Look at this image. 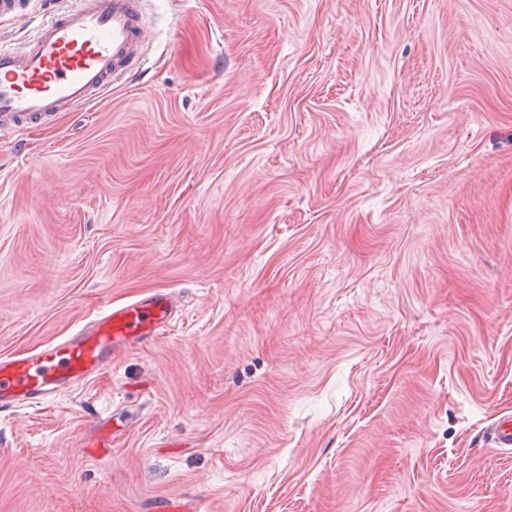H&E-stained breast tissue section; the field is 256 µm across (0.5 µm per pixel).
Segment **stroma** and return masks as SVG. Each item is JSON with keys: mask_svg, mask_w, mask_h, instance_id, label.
I'll return each mask as SVG.
<instances>
[{"mask_svg": "<svg viewBox=\"0 0 512 512\" xmlns=\"http://www.w3.org/2000/svg\"><path fill=\"white\" fill-rule=\"evenodd\" d=\"M25 2L0 39L69 0ZM147 41L0 138V355L180 311L0 410V512H512V0H149Z\"/></svg>", "mask_w": 512, "mask_h": 512, "instance_id": "35a3bbf8", "label": "stroma"}]
</instances>
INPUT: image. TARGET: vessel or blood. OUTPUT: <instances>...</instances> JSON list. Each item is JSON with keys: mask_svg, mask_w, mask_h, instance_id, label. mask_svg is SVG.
I'll return each mask as SVG.
<instances>
[{"mask_svg": "<svg viewBox=\"0 0 512 512\" xmlns=\"http://www.w3.org/2000/svg\"><path fill=\"white\" fill-rule=\"evenodd\" d=\"M147 0H76L23 46L0 43V138L93 103L144 51ZM171 293L105 305L71 335L0 355V409L38 404L103 373L170 326Z\"/></svg>", "mask_w": 512, "mask_h": 512, "instance_id": "vessel-or-blood-1", "label": "vessel or blood"}]
</instances>
